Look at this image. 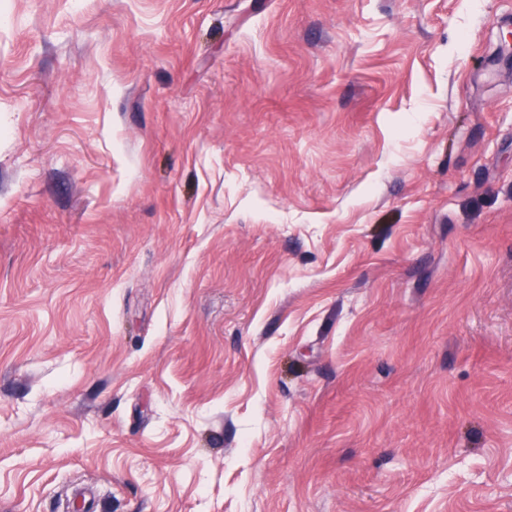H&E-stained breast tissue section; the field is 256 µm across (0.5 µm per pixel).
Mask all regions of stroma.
<instances>
[{
  "instance_id": "35a3bbf8",
  "label": "stroma",
  "mask_w": 512,
  "mask_h": 512,
  "mask_svg": "<svg viewBox=\"0 0 512 512\" xmlns=\"http://www.w3.org/2000/svg\"><path fill=\"white\" fill-rule=\"evenodd\" d=\"M512 0H0V512H512Z\"/></svg>"
}]
</instances>
